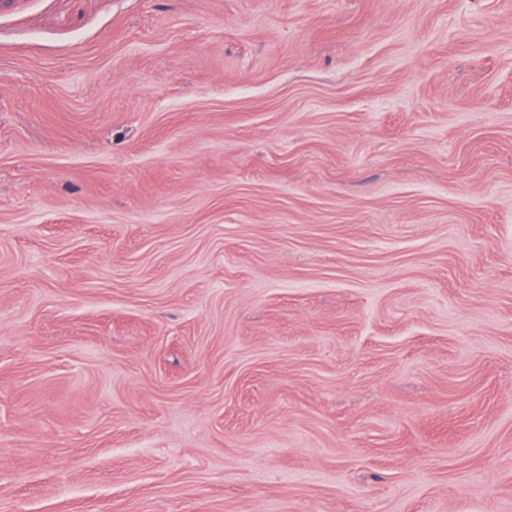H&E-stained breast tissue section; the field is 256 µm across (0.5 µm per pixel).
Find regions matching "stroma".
<instances>
[{"instance_id":"1","label":"stroma","mask_w":512,"mask_h":512,"mask_svg":"<svg viewBox=\"0 0 512 512\" xmlns=\"http://www.w3.org/2000/svg\"><path fill=\"white\" fill-rule=\"evenodd\" d=\"M0 0V512H512V0Z\"/></svg>"}]
</instances>
